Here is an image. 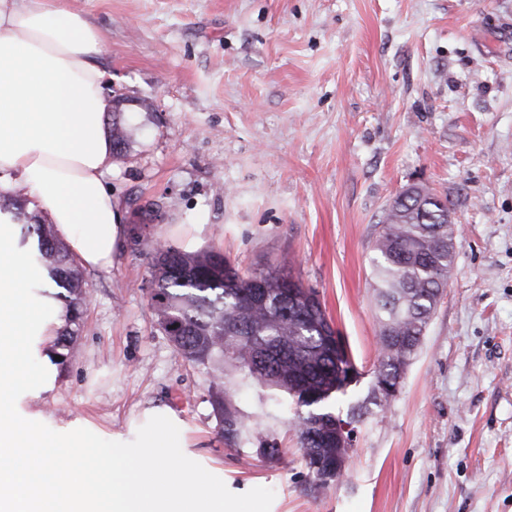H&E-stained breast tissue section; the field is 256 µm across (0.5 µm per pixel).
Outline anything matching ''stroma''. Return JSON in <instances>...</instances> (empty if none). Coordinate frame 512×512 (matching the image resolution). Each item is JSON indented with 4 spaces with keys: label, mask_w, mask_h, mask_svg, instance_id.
<instances>
[{
    "label": "stroma",
    "mask_w": 512,
    "mask_h": 512,
    "mask_svg": "<svg viewBox=\"0 0 512 512\" xmlns=\"http://www.w3.org/2000/svg\"><path fill=\"white\" fill-rule=\"evenodd\" d=\"M102 34L134 142L107 185L125 234L88 294L52 390L20 409L104 439L165 406L230 491L262 486L270 512H512V0H62ZM151 110H143L142 102ZM411 185L446 196L448 286L399 395L358 425L348 471L317 486L294 430L282 458L227 447L211 392L150 305L151 246L220 251L244 273L315 289L361 373L330 403L347 415L380 356L373 241ZM138 224V223H137Z\"/></svg>",
    "instance_id": "obj_1"
}]
</instances>
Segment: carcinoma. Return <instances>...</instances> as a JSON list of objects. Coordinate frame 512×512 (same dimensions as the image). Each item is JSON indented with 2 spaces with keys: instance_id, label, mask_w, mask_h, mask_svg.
Instances as JSON below:
<instances>
[{
  "instance_id": "obj_1",
  "label": "carcinoma",
  "mask_w": 512,
  "mask_h": 512,
  "mask_svg": "<svg viewBox=\"0 0 512 512\" xmlns=\"http://www.w3.org/2000/svg\"><path fill=\"white\" fill-rule=\"evenodd\" d=\"M132 138L119 113H112V157L125 156ZM2 209L19 218V245L36 238L60 288L56 298L67 308L69 325L62 336L73 340L88 283L51 226L27 212L24 195L10 197ZM373 249L378 371L396 380L404 377L448 285L454 264L448 199L426 187L402 192L384 210ZM150 276L151 306L176 352L224 378L226 396L239 388L257 392L250 413L216 399L225 443L248 447L258 426L272 429L288 422L292 407V425L315 481L325 486L342 478L331 460L348 449L336 447V415L327 405L340 376L356 365L347 350L336 348V330L315 291L283 273L243 274L220 252L187 253L174 246L155 250ZM260 288L269 299L250 301ZM388 403L369 395L351 407V420L362 422L371 414L369 405Z\"/></svg>"
}]
</instances>
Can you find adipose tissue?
<instances>
[{"label":"adipose tissue","instance_id":"adipose-tissue-1","mask_svg":"<svg viewBox=\"0 0 512 512\" xmlns=\"http://www.w3.org/2000/svg\"><path fill=\"white\" fill-rule=\"evenodd\" d=\"M101 32L56 0H0V194L25 182L84 266L108 269L125 233L112 171Z\"/></svg>","mask_w":512,"mask_h":512}]
</instances>
